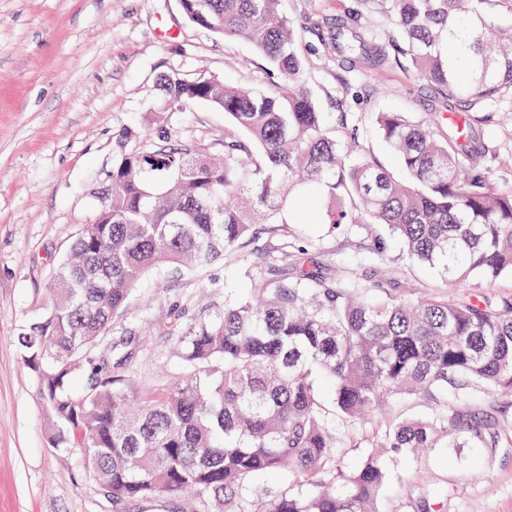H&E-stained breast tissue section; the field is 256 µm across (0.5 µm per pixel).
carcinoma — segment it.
Instances as JSON below:
<instances>
[{"mask_svg":"<svg viewBox=\"0 0 512 512\" xmlns=\"http://www.w3.org/2000/svg\"><path fill=\"white\" fill-rule=\"evenodd\" d=\"M391 15L397 46L433 99L470 112L512 101V0H358ZM186 17L244 39L271 87L243 90L221 79L160 77L166 108L198 102L224 111V143L155 135L120 145L95 218L56 268L49 302L18 336L59 449H78L112 503L189 493L196 512H375L388 479L384 454L448 447L463 414L448 392L479 386L512 393V294L483 296L470 280L512 276V190L493 186L496 149L459 129L439 136L402 112L379 126L405 179L328 131L304 83L293 23L280 0H181ZM366 69L391 64L390 47L359 19L321 38ZM293 210L294 224L345 231L381 224L371 253L389 239L458 291L410 299L395 278L363 283L324 277L300 250L290 266L254 283L246 299L224 297L177 336L185 372L138 409L93 349L152 272L204 269L237 248L258 220ZM329 378L334 412L318 401L313 373ZM90 381L82 394L71 379ZM433 407L427 420H387L381 442L355 472L318 479L349 425L384 415L389 400ZM281 472L306 482L255 493L249 481Z\"/></svg>","mask_w":512,"mask_h":512,"instance_id":"carcinoma-1","label":"carcinoma"}]
</instances>
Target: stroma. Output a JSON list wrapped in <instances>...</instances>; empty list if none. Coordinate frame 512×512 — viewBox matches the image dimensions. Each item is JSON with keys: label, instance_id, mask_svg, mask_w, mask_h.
<instances>
[{"label": "stroma", "instance_id": "35a3bbf8", "mask_svg": "<svg viewBox=\"0 0 512 512\" xmlns=\"http://www.w3.org/2000/svg\"><path fill=\"white\" fill-rule=\"evenodd\" d=\"M355 0H283L304 60V80L338 141L356 142L390 169L398 164L378 132L380 112H404L439 123L424 81L404 60L357 72L322 49L319 22L335 23ZM217 78L251 89L270 84L253 46L191 23L179 0H0V512H190L188 496L158 494L113 505L79 450L50 442L37 382L22 360L17 336L40 308L50 276L74 236L90 223L110 180L124 133L156 132L164 113L159 77ZM172 143L223 140V111L197 103L166 113ZM472 129L493 142L494 186L512 189V102L473 115ZM296 244L319 273L338 267L369 274L374 260L366 231L305 224H258L235 251L209 268L181 276L148 275L127 310L112 322L98 351L112 358L130 395L158 392L182 373L176 356L179 314L198 313L225 295L250 290L279 266L280 250ZM387 262L399 267L415 297L450 288L436 271L409 260L392 243ZM448 403L469 422L453 437L472 439L470 422L512 428V395L477 388ZM384 432L382 418L349 427L351 446L328 471L346 472ZM378 512H512V444L446 454L431 448L398 460ZM446 499H439V491Z\"/></svg>", "mask_w": 512, "mask_h": 512}]
</instances>
